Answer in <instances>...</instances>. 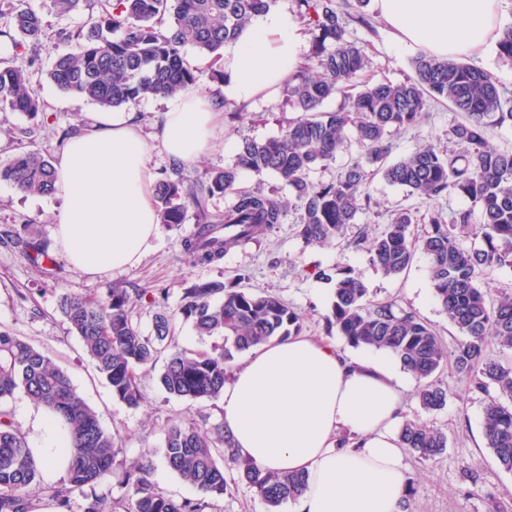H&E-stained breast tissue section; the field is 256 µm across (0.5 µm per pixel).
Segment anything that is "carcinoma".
Instances as JSON below:
<instances>
[{"label": "carcinoma", "mask_w": 512, "mask_h": 512, "mask_svg": "<svg viewBox=\"0 0 512 512\" xmlns=\"http://www.w3.org/2000/svg\"><path fill=\"white\" fill-rule=\"evenodd\" d=\"M60 15L88 12L80 29L63 33L65 46L55 47L49 80L62 92L84 98L104 109L134 105L158 94L174 95L200 85L184 48L215 54L237 40L240 32L274 0H50ZM300 18L312 36L308 65L288 78L283 90L301 115L276 137L244 138L235 161L208 173L198 187L183 179L165 178L156 185L159 221L169 227L184 223L196 210L197 227L184 241L194 264H214L242 242L270 233L285 223L290 211L300 212V235L309 244L324 245L344 237L347 226L370 208V180L380 175L410 194L440 200L455 196L465 205L448 214L437 210L428 218L425 234L412 240V214L394 215L386 231L368 247L370 262L386 276L402 274L416 253L428 260L435 298L448 321L463 336L447 351L435 331L394 302H371L368 288L345 267L334 268L330 324L352 347L387 349L418 381V397L428 412L443 409L448 389L437 380L448 358L470 386L487 394L483 407V439L501 467L512 472V361L485 355L494 342L512 351V294L488 298L481 285L491 268H512V150L488 143L493 127L512 126V90L486 71L458 59L420 54L412 60L414 75L401 83H370L363 79L366 56L349 40L347 20L369 26L364 15H350L336 0H296ZM12 20L20 40L36 47L47 37L40 13L22 7V0H0V16ZM117 32L113 39L109 34ZM336 95L344 104L321 110ZM443 100L463 114L448 129L447 151L420 146L392 162L393 133L418 123L426 99ZM43 104L29 86L26 73L0 65V110L35 115ZM355 132L363 152L343 167L335 180L314 181L318 166L334 161ZM274 174L292 192L285 201L259 189L238 186L240 172ZM0 180L20 192H55L53 163L38 149L23 146L5 165ZM234 195L222 214L205 208V197ZM479 243L466 246L462 236ZM5 239L34 267L49 272L53 259L31 226L6 229ZM233 282L198 281L185 291L183 304L156 314L153 331L144 334L132 320L134 300L120 286L101 299L62 293L57 310L81 341L112 396L138 406L143 395L141 372L167 354L157 376L169 395L189 403L216 401L228 380L233 352L248 351L272 339L301 333L298 313L280 297ZM191 324L200 336H220L224 346L210 352L172 345L176 325ZM498 394H490V387ZM18 391L49 412L61 436L60 452L68 491L112 478L126 489L127 512H205V498L227 491L224 465L275 509L295 498L304 487L297 473L263 471L240 457L224 426L204 428L193 422L166 424L163 456L200 499L175 500L150 479L152 461L143 456L116 463L118 436L106 429L97 413L73 386L69 375L27 341L0 327V403ZM400 447L422 460L448 448V436L428 423L405 422ZM44 459L0 408V512H35L33 489L40 485Z\"/></svg>", "instance_id": "obj_1"}]
</instances>
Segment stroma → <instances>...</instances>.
<instances>
[{
  "label": "stroma",
  "mask_w": 512,
  "mask_h": 512,
  "mask_svg": "<svg viewBox=\"0 0 512 512\" xmlns=\"http://www.w3.org/2000/svg\"><path fill=\"white\" fill-rule=\"evenodd\" d=\"M364 12L371 18L370 26L352 22L347 30L349 39L363 49L369 61L366 79L404 81L412 73L411 61L417 56V49L394 45L374 4H367ZM11 28L9 18L1 17L0 60L28 73L33 88L44 100L45 111L34 117L0 111V165L8 163L22 136L49 157H56L99 111L94 103L65 94L48 82L47 72L54 59L51 45L40 46L33 53L18 49L7 35ZM227 108L219 147L196 162L177 163L157 142H150V156L159 178L177 171L186 185H197L205 181L209 171L233 163L241 138L259 140L279 135L297 116L280 90L257 98L242 116H235V103H228ZM457 119L448 104L429 102L418 124L393 134V158H401L424 143L447 148L448 129ZM368 190L372 198L370 210L349 226L340 243L331 246L307 244L297 232V216L292 213L286 223L276 225L267 236L230 249L221 264L196 265L184 252L185 239L196 229V218L191 215L179 227L158 226L156 236L135 266L92 276L70 264L57 235L60 199L53 195H23L9 182L0 180V230L34 225L55 260V273L49 277L31 266L16 249L0 243V327L28 340L70 376L103 426L120 434V460L149 455L153 463L151 480L160 491L177 500L198 498V491L183 483L163 459L164 428L171 420L220 424V402L192 405L169 396L152 373L141 378L140 406L131 407L114 399L80 340L60 316L59 295L68 292L98 298L110 286L121 285L136 294L133 319L148 334L156 313L177 310L185 289L193 283L227 282L241 274L246 287L275 294L294 308L301 317L303 334L329 338L342 350L346 347L344 340L327 328L334 285L326 276L336 266H348L368 288L369 300L397 302L426 321L446 348H454L461 335L434 299L426 258L416 255L401 275L387 277L370 263L368 247L370 239L381 235L398 211L412 212L415 222L409 232L417 237L423 233L430 213L458 208L459 199L451 196L429 201L379 177L370 182ZM440 380L448 389V401L439 411L425 412L416 388H409L406 394L405 419L433 424L448 435L446 451L435 459L424 461L405 454L412 479L406 490L409 512H512V472L504 470L484 444L485 395L472 390L453 367H445ZM0 406L10 412L31 447L43 448L47 434L42 409L20 392ZM226 476L230 480L227 492L210 498L207 512H269L260 496L236 480L234 471H227Z\"/></svg>",
  "instance_id": "obj_1"
}]
</instances>
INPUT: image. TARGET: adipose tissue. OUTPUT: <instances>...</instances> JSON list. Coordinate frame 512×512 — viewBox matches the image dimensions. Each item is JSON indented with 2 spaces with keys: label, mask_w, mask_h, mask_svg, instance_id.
<instances>
[{
  "label": "adipose tissue",
  "mask_w": 512,
  "mask_h": 512,
  "mask_svg": "<svg viewBox=\"0 0 512 512\" xmlns=\"http://www.w3.org/2000/svg\"><path fill=\"white\" fill-rule=\"evenodd\" d=\"M397 47L437 58L485 57L501 38L503 0H374ZM304 61L292 14L258 16L224 54L225 100L245 104L279 88ZM224 112L196 92L167 99L155 137L190 163L213 148ZM156 175L130 112L94 116L55 163L63 201L57 233L69 262L87 274L136 265L159 224ZM408 387L386 350L343 354L291 336L259 345L225 383L224 428L241 456L265 470L301 474L290 512H401L408 475L395 425Z\"/></svg>",
  "instance_id": "1"
}]
</instances>
